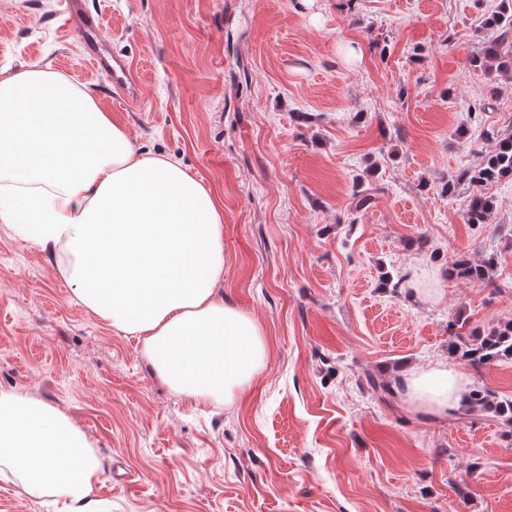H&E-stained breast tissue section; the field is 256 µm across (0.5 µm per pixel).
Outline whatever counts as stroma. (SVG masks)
I'll return each instance as SVG.
<instances>
[{"mask_svg":"<svg viewBox=\"0 0 512 512\" xmlns=\"http://www.w3.org/2000/svg\"><path fill=\"white\" fill-rule=\"evenodd\" d=\"M59 2L0 0V73L93 88L216 197L219 292L268 345L239 399L196 404L0 223V391L75 419L104 512H512V426L366 382L445 363L512 398V361L448 356L450 323L512 320V176L442 192L512 134V73L472 65L499 0H88L132 100L83 68ZM477 194L484 224L466 221ZM462 256L491 261L488 282L452 275Z\"/></svg>","mask_w":512,"mask_h":512,"instance_id":"stroma-1","label":"stroma"}]
</instances>
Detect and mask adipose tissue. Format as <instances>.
I'll return each instance as SVG.
<instances>
[{"label":"adipose tissue","instance_id":"obj_1","mask_svg":"<svg viewBox=\"0 0 512 512\" xmlns=\"http://www.w3.org/2000/svg\"><path fill=\"white\" fill-rule=\"evenodd\" d=\"M0 222L61 257L80 303L140 337L174 391L233 402L267 347L249 313L225 302L224 213L177 161L137 151L94 91L50 69L0 77ZM405 395L437 417L468 401L463 374L440 363L409 373ZM59 512H101V469L73 418L0 391V475Z\"/></svg>","mask_w":512,"mask_h":512}]
</instances>
